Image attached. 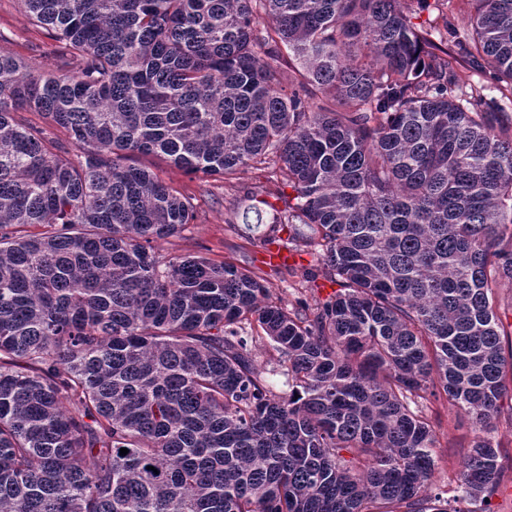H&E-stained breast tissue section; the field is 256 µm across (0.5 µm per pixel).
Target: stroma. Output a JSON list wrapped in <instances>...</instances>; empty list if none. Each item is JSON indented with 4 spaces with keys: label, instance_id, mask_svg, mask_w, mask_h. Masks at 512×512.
<instances>
[{
    "label": "stroma",
    "instance_id": "1",
    "mask_svg": "<svg viewBox=\"0 0 512 512\" xmlns=\"http://www.w3.org/2000/svg\"><path fill=\"white\" fill-rule=\"evenodd\" d=\"M0 47L48 69L58 63V42L44 28L32 24L18 0H0ZM140 162L190 198L197 213L196 221L186 230L155 242L157 253L166 257L201 254L217 263L228 262L254 270L274 294L291 304L299 300L311 303L331 293L325 270L313 256L296 253L285 266L258 265L257 258L264 250V229L249 232L234 223L233 212L239 202L268 200L275 193L277 183L269 170L252 169L228 183L217 177L185 174L154 156L141 157ZM312 273L317 275V282L309 281ZM428 406L427 414L438 439L433 488L446 492L448 499L459 500L465 510L469 503L458 486L457 474L472 449V424L446 398L430 400ZM494 437L502 469L499 490L489 498L486 508L488 512H512V414L505 412L498 418Z\"/></svg>",
    "mask_w": 512,
    "mask_h": 512
}]
</instances>
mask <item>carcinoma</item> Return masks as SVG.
I'll use <instances>...</instances> for the list:
<instances>
[{"instance_id": "obj_1", "label": "carcinoma", "mask_w": 512, "mask_h": 512, "mask_svg": "<svg viewBox=\"0 0 512 512\" xmlns=\"http://www.w3.org/2000/svg\"><path fill=\"white\" fill-rule=\"evenodd\" d=\"M19 2L64 53L0 47V512H462L432 493L441 395L475 431L460 486L490 497L512 116L455 68L512 92V0H471L466 36L401 0ZM147 155L274 165L275 201L235 219L338 289L289 309L250 270L156 253L196 214ZM485 71L486 68L483 61H479L478 63H467L462 66H458V84L462 86L463 91L468 92H470V84H482L485 86L493 87ZM255 345L257 363L264 372V375L274 384L277 392H288L286 378L280 374L273 375L271 372L273 369L278 368L277 352L272 349L271 345L266 340H257Z\"/></svg>"}]
</instances>
